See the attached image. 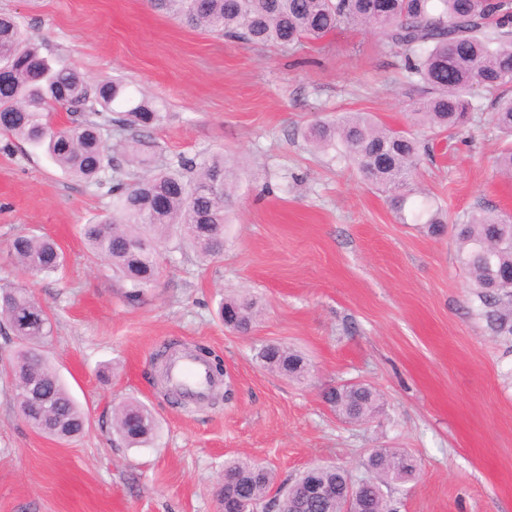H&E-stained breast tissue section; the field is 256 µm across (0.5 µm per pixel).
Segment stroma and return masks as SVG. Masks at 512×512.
Instances as JSON below:
<instances>
[{
	"label": "stroma",
	"mask_w": 512,
	"mask_h": 512,
	"mask_svg": "<svg viewBox=\"0 0 512 512\" xmlns=\"http://www.w3.org/2000/svg\"><path fill=\"white\" fill-rule=\"evenodd\" d=\"M1 12L85 78L132 81L163 115L151 131L158 162L224 156L234 190L223 256L173 233L156 245L157 280L132 301L81 235L110 198L0 134V285H27L51 312L45 354L89 419L70 440L42 435L0 377V512H219L225 460H257L281 482L314 464L358 478L384 447L418 464L384 488L396 512H512V342L471 314L454 234L478 208L512 213V177L495 166V92L474 93L462 132L416 130L431 147L416 183L447 222L433 235L303 136L346 112L412 128L419 92L375 31L284 51L190 26L153 0H0ZM20 233L55 239L61 271L26 274L9 252ZM236 295L262 307L246 335L217 316ZM170 343L222 356L205 402L177 404L156 379ZM266 343L302 353L308 379L262 368L254 352ZM350 382L382 394L373 419L344 422L326 403ZM130 398L158 421L152 445L126 447L113 431L114 406Z\"/></svg>",
	"instance_id": "35a3bbf8"
}]
</instances>
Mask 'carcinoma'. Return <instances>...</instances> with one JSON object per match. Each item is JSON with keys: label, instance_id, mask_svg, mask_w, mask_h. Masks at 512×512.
<instances>
[{"label": "carcinoma", "instance_id": "obj_1", "mask_svg": "<svg viewBox=\"0 0 512 512\" xmlns=\"http://www.w3.org/2000/svg\"><path fill=\"white\" fill-rule=\"evenodd\" d=\"M191 25L246 44L288 49L316 41L342 27L375 30L400 50L402 66L423 88L411 112L412 124L442 133L465 126L478 89L499 90L493 120L509 139L498 157L499 169L512 174V0H154ZM0 55L11 59V77L0 86V131L45 153L70 176L107 189L112 210L82 227V237L138 297L154 281L157 255L151 243L179 229L203 255L224 252V202L233 188L224 157L202 162L180 156L156 165L158 145L149 130L162 118L143 97L127 91L118 79L89 82L76 71L52 63L40 52L36 38L15 19L0 14ZM66 93L70 124L52 126L55 102ZM124 135L119 145L107 144L112 132ZM317 150L352 164L362 179L398 199L415 192L413 178L420 158L416 136L377 123L368 114L345 113L319 120L305 132ZM130 156L147 174L131 179L117 156ZM415 219L426 218L436 232L442 214L423 207ZM461 261L470 279V309L489 335L512 340V288L491 286V268L512 269V223L502 214L479 210L464 224L454 225ZM11 254L26 272L47 276L63 266V253L51 239L33 234L16 236ZM232 310L228 327L248 333L258 303L248 297H226L220 311ZM0 321L6 322L23 347L16 352L10 376L15 402L36 430L67 439L85 429V416L42 347L52 333L51 318L26 288L0 287ZM257 360L270 371L301 381L309 372L304 358L279 344H265ZM327 401L351 422L372 418L382 406L381 394L367 383L332 388ZM113 427L129 447L152 442L154 415L136 400L113 410ZM369 476L357 487L371 512H395L382 483L405 482L416 471L411 456L374 448L365 462ZM230 483L222 490V512H272L269 498L274 471L258 468L251 458L224 462ZM316 478L330 490L323 503L305 512H342L349 473L323 466Z\"/></svg>", "mask_w": 512, "mask_h": 512}]
</instances>
